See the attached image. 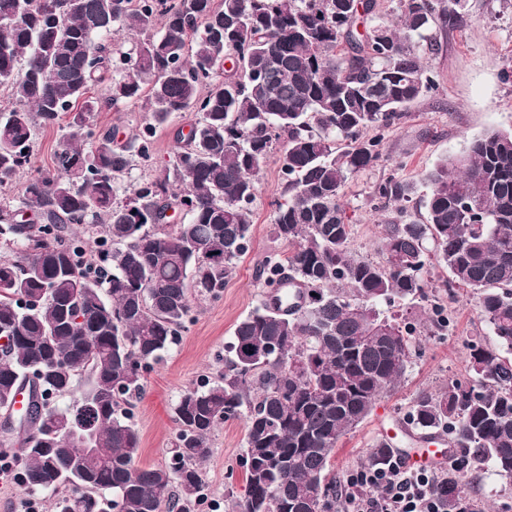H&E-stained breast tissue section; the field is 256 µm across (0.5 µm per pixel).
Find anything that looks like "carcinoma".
<instances>
[{"label":"carcinoma","instance_id":"cac0c4a2","mask_svg":"<svg viewBox=\"0 0 512 512\" xmlns=\"http://www.w3.org/2000/svg\"><path fill=\"white\" fill-rule=\"evenodd\" d=\"M464 2L396 0L389 25L381 0H0V86L15 100L0 109V188L32 169L36 128L70 115L53 168L0 199V244L20 249L0 259V410L52 367L28 412L25 489L70 488L55 512H191L215 429L242 420L246 487L233 512H331L344 489L336 448L401 383L413 337L428 331L382 307L429 300L433 262L448 269L445 287L477 295L498 348L471 341L470 378L418 399L407 421L512 478V131L439 159L423 220L406 207L411 183H376V208L393 213L379 261L351 249L341 204L435 86L420 49L434 29L467 25ZM116 28L139 43L113 52ZM98 85L114 106L141 103L149 121L126 139L98 127ZM185 111L197 119L170 166L121 187ZM272 155L283 191L271 233L288 252L265 260L269 291L237 323L224 371L180 395L167 463L142 467L130 399L176 343L193 296L219 297L248 252ZM174 207L186 222L166 223ZM83 224L103 235L86 238ZM83 412L103 456L60 430ZM435 493L442 512L467 503L452 474Z\"/></svg>","mask_w":512,"mask_h":512}]
</instances>
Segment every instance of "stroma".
<instances>
[{
	"instance_id": "35a3bbf8",
	"label": "stroma",
	"mask_w": 512,
	"mask_h": 512,
	"mask_svg": "<svg viewBox=\"0 0 512 512\" xmlns=\"http://www.w3.org/2000/svg\"><path fill=\"white\" fill-rule=\"evenodd\" d=\"M470 21L465 28L440 30L433 50L423 56L435 73V91L420 98L408 116L385 139L388 161L354 177L342 196L352 224V249L380 256L384 213L374 208V184L394 175L413 182L408 209L423 210L424 173L442 156L461 151L473 137L490 129L512 131V0H465ZM195 116L181 112L157 133L150 165H136L130 180L154 177L169 165L177 149L178 131L188 130ZM283 185L274 160H267L258 184L252 215V246L216 300H197L175 345L147 374L144 389L132 401L133 421L140 435L138 462L161 466L176 436L174 408L180 394L214 377L224 368V351L236 324L253 311L264 292L262 266L269 253L286 251L270 233L272 203ZM433 284L429 302L444 307L451 320L447 330L416 339L417 354L401 384L380 398L371 415L343 438L333 468L351 479L363 468L370 449L389 429L400 437L412 431L408 412L421 396L437 394L452 379L470 375L467 345L479 339L495 341L469 289L449 288L448 272L430 266ZM245 426L231 420L212 437V454L203 466L205 497L196 512H228L232 496L245 490L242 460ZM465 482L474 512H512V480L494 475L487 465L460 456L447 460Z\"/></svg>"
}]
</instances>
